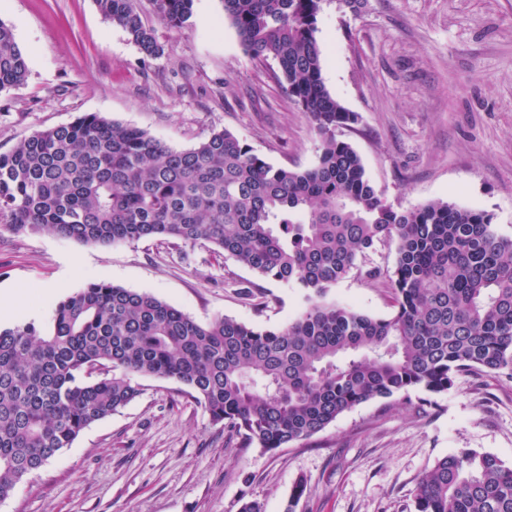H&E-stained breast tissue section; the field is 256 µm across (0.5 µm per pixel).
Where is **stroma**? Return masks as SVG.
<instances>
[{"mask_svg": "<svg viewBox=\"0 0 512 512\" xmlns=\"http://www.w3.org/2000/svg\"><path fill=\"white\" fill-rule=\"evenodd\" d=\"M146 19L164 47L144 57L95 0H0L28 58L20 87L0 94V153L35 131L98 112L178 148L228 130L277 167L318 161L319 136L291 100L278 64L246 56L223 0H195L181 29ZM317 40L323 81L358 121L352 144L371 184L395 208L432 200L493 215L512 236V0H324ZM394 244L378 245L326 299L383 318L393 312ZM105 280L146 292L199 322L230 316L280 328L303 305L298 289L259 277L214 246L143 239L108 246L46 232L16 234L0 219V289L23 307L0 319L49 326L52 306ZM139 397L92 424L26 476L0 512H414L412 491L463 448L512 467V380L467 371L434 406L370 401L299 444L240 447L182 384L145 378ZM307 492L295 510L296 481Z\"/></svg>", "mask_w": 512, "mask_h": 512, "instance_id": "35a3bbf8", "label": "stroma"}]
</instances>
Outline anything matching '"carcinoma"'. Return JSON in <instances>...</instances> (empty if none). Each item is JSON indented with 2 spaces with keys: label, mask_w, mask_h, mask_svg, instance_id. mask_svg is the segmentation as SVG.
<instances>
[{
  "label": "carcinoma",
  "mask_w": 512,
  "mask_h": 512,
  "mask_svg": "<svg viewBox=\"0 0 512 512\" xmlns=\"http://www.w3.org/2000/svg\"><path fill=\"white\" fill-rule=\"evenodd\" d=\"M181 29L195 0H152ZM323 0H224L242 49L275 60L320 137L308 169L275 167L227 130L177 150L87 113L0 154V218L13 231L85 244H210L303 292L282 328L230 316L206 324L144 292L90 282L59 300L49 327L0 329V501L95 422L126 407L139 377L174 379L241 446L274 453L373 400L450 389L473 369L512 379V237L493 215L443 201L385 202L337 131L356 123L326 89L316 39ZM147 58L163 54L137 0H96ZM28 61L0 21V93ZM379 243L396 244L394 312L325 301ZM415 512H512V467L466 448L416 483Z\"/></svg>",
  "instance_id": "obj_1"
}]
</instances>
